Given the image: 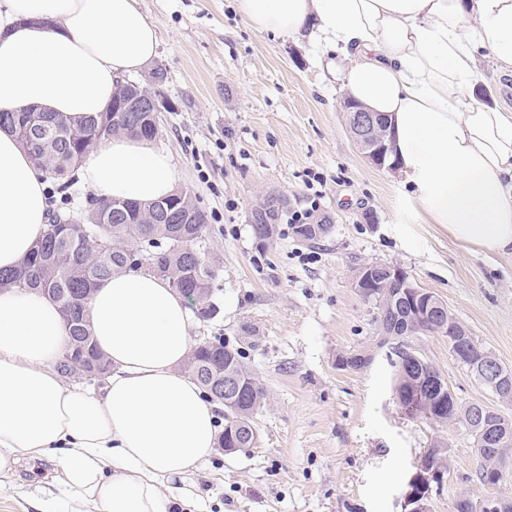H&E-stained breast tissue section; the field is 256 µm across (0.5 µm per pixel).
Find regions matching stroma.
<instances>
[{"label":"stroma","mask_w":512,"mask_h":512,"mask_svg":"<svg viewBox=\"0 0 512 512\" xmlns=\"http://www.w3.org/2000/svg\"><path fill=\"white\" fill-rule=\"evenodd\" d=\"M141 7L158 30L170 106L154 143L207 214L221 267L220 314L195 323L193 334L242 347L266 395L258 447L218 450L201 466L206 512H406L402 489L439 440L450 466L433 512L487 495L473 437L459 425L406 417L385 354L358 370L336 359L376 338L377 305L353 288L352 275L377 262L441 298L476 344L512 369V252L465 249L440 225L411 216L400 174L360 154L340 84L308 40L252 30L236 0ZM312 189L330 233L308 243L283 223L276 241L259 247L248 219L256 202L283 192L301 210ZM411 345L462 401L496 404L449 354L447 337L427 334ZM52 468L36 461L19 469L0 489V512H33L30 498Z\"/></svg>","instance_id":"35a3bbf8"}]
</instances>
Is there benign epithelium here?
Wrapping results in <instances>:
<instances>
[{
    "mask_svg": "<svg viewBox=\"0 0 512 512\" xmlns=\"http://www.w3.org/2000/svg\"><path fill=\"white\" fill-rule=\"evenodd\" d=\"M169 110V104L163 96L143 97L132 96L124 104L120 114L112 115V122L118 123L128 112H145L149 114L153 126H158L159 114ZM347 127L363 157L372 165L393 169L395 164L389 162L390 146L387 143V129L379 115L360 108L349 101L344 102ZM186 189L180 188L173 194L172 205L160 208V218L192 224L196 209L184 204ZM386 277L411 292L408 296L414 314L427 326L436 323L443 325V335L448 337L449 352L456 360L468 365L481 382L501 403L512 401V374L486 352L475 353L469 343L467 333L461 332L448 322L445 316L446 307L428 292L419 289L405 272L391 265L381 267ZM376 269L370 266L359 267L353 276V287L365 297L374 294ZM391 333L395 336H412L415 333L412 318L395 317L389 323ZM410 363L419 371L418 379L409 390L395 395L396 403L401 411L414 419H426L432 422L448 421L450 424L463 423L467 431L475 434L485 448H511L512 426L503 420L490 418L497 410L485 403L470 404L469 411L460 419H445L441 416V406L448 405L452 409L458 402V396L448 386L441 373L421 354L410 355ZM443 480V470L423 465L418 461L415 472L410 476L402 493L404 505L409 512H418L420 501L430 497L433 484ZM512 505V498L503 495H489L478 500L469 498L458 501L459 512H507Z\"/></svg>",
    "mask_w": 512,
    "mask_h": 512,
    "instance_id": "7a95c632",
    "label": "benign epithelium"
}]
</instances>
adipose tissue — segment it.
Segmentation results:
<instances>
[{
  "instance_id": "1",
  "label": "adipose tissue",
  "mask_w": 512,
  "mask_h": 512,
  "mask_svg": "<svg viewBox=\"0 0 512 512\" xmlns=\"http://www.w3.org/2000/svg\"><path fill=\"white\" fill-rule=\"evenodd\" d=\"M256 32L305 34L352 99L386 115L410 205L464 247L512 248V111L471 95L479 57L512 71V0H238ZM158 53L140 0H0V112L36 108L77 122L105 111ZM96 197L148 204L176 188L150 139L112 137L78 167ZM48 178L0 129V270L48 224ZM93 341L112 363L103 391L68 387L57 304L0 290V482L20 462L57 461L70 512H168L199 503L193 477L219 435L217 403L183 374L194 346L185 298L150 274H118L89 299Z\"/></svg>"
}]
</instances>
